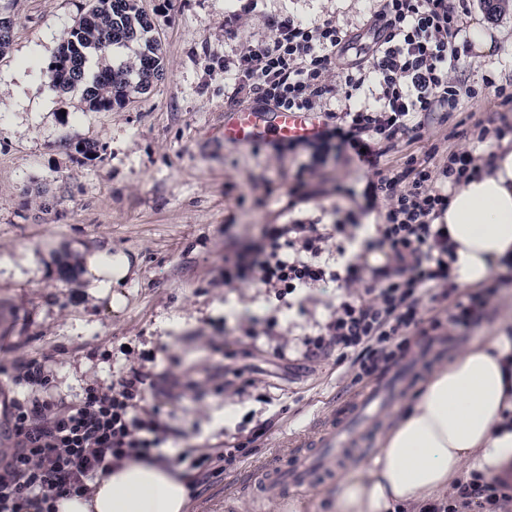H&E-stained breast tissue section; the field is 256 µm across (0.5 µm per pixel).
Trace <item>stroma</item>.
<instances>
[{"label": "stroma", "mask_w": 512, "mask_h": 512, "mask_svg": "<svg viewBox=\"0 0 512 512\" xmlns=\"http://www.w3.org/2000/svg\"><path fill=\"white\" fill-rule=\"evenodd\" d=\"M139 3L154 21L165 74L125 106L90 112L81 90H52L43 73L88 0H11L12 43L0 57V395L11 394L7 367L32 358L46 360L52 391L68 401L87 384L106 387L123 369L144 365L170 414L169 448L191 445L216 455L245 416L275 420L240 464L211 478L187 512H291L295 504L301 512H330L335 480L258 501L251 478L384 377L354 385L333 360L299 359L298 340L325 318L335 284L301 291V307L290 309L251 285L225 287L224 255L255 241L266 224L298 216L375 224L380 211L368 206L367 175L337 149L225 144L231 104L224 59L266 39L271 17L330 20L361 34L376 2L259 0L247 13L244 0ZM237 10V26L225 28V16ZM505 121L512 123V109L461 98L455 112L428 114L421 139H402L387 162L414 155L436 166L452 150L488 161L478 128ZM86 139L100 145L91 160L74 150ZM320 154L326 161L309 179L313 197L297 199L298 167ZM96 251L130 263L125 281L112 287L119 305L99 297L86 275V258ZM506 275L478 322L414 338L388 371L402 378L389 412L360 431L340 470L368 462L393 414L436 367L493 331L512 330V270ZM174 316L180 325L162 329ZM270 320L285 355L243 334L251 322ZM127 347L132 355H124ZM228 348L246 367L241 395L213 390L224 381ZM142 352L153 353V361L140 363ZM224 410L230 419L213 425V413Z\"/></svg>", "instance_id": "35a3bbf8"}]
</instances>
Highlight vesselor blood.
I'll list each match as a JSON object with an SVG mask.
<instances>
[{"instance_id":"obj_1","label":"vessel or blood","mask_w":512,"mask_h":512,"mask_svg":"<svg viewBox=\"0 0 512 512\" xmlns=\"http://www.w3.org/2000/svg\"><path fill=\"white\" fill-rule=\"evenodd\" d=\"M323 122L305 112L232 111L224 118V141L232 145L250 146L270 139L296 142L316 139ZM390 385L368 392L350 408L341 424L321 426L312 445H299L289 457L276 461L255 475L259 491L306 492L313 490L325 473L334 471L337 461L349 452L350 427L362 422L371 405L383 404L390 395Z\"/></svg>"}]
</instances>
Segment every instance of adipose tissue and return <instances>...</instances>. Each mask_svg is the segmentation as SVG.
I'll use <instances>...</instances> for the list:
<instances>
[{
	"mask_svg": "<svg viewBox=\"0 0 512 512\" xmlns=\"http://www.w3.org/2000/svg\"><path fill=\"white\" fill-rule=\"evenodd\" d=\"M469 61L512 53L483 13L467 26ZM442 221L456 245L460 286L483 283L512 261V149L499 150L492 171L452 196ZM512 336L498 332L437 367L403 414L393 419L372 458L340 476L332 512H408L443 499L453 481L512 467ZM181 471L160 461L129 460L64 498L58 512H186Z\"/></svg>",
	"mask_w": 512,
	"mask_h": 512,
	"instance_id": "ef3b65f1",
	"label": "adipose tissue"
}]
</instances>
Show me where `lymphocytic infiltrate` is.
<instances>
[{
	"label": "lymphocytic infiltrate",
	"instance_id": "f902f5d3",
	"mask_svg": "<svg viewBox=\"0 0 512 512\" xmlns=\"http://www.w3.org/2000/svg\"><path fill=\"white\" fill-rule=\"evenodd\" d=\"M466 10V0H379L367 20L381 35L371 58L348 62L334 81L327 77L332 61L352 44L347 30L329 21L269 19L267 40L224 61L228 99L323 113L321 144H335L373 172L366 192L384 201L383 221L342 267L322 255L334 237L353 240L350 225L300 217L265 225L257 242L224 256L225 285L247 282L281 301L302 287H341L336 308L317 334L304 338L303 356H335L355 385L405 355L423 330L469 325L485 304L456 283V247L440 222L453 193L479 177L476 157L453 150L433 168L412 157L398 168L381 166L402 135L423 129L426 113L456 111L464 96L481 100V92L450 75L467 54L460 39ZM358 282L363 291H354ZM427 302L450 304L447 321L424 319ZM11 382L22 393L0 415V439L11 445L0 454V512H56L59 498L87 494L91 482L122 461L152 458L173 433L163 402L152 397L153 374L139 367L121 372L108 390L84 387L64 411L48 393L51 378L40 360L14 364ZM244 455L238 443L216 457L189 446L167 463L184 470L195 498ZM511 505L512 481L476 473L421 512H507Z\"/></svg>",
	"mask_w": 512,
	"mask_h": 512
}]
</instances>
